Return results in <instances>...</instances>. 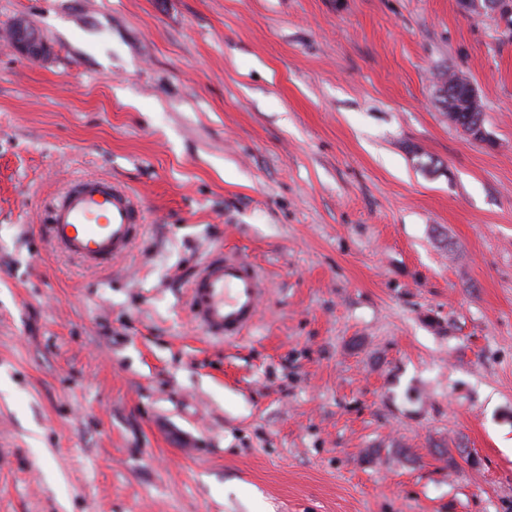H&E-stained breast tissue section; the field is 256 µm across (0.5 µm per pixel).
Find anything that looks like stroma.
<instances>
[{"label": "stroma", "mask_w": 512, "mask_h": 512, "mask_svg": "<svg viewBox=\"0 0 512 512\" xmlns=\"http://www.w3.org/2000/svg\"><path fill=\"white\" fill-rule=\"evenodd\" d=\"M19 18L49 59L9 48ZM445 69L488 141L441 110ZM77 176L146 208L111 266L41 229ZM218 247L269 282L234 342L188 309ZM0 512H512L496 21L459 0H0Z\"/></svg>", "instance_id": "1"}]
</instances>
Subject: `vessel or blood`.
Masks as SVG:
<instances>
[{
  "instance_id": "b4317fda",
  "label": "vessel or blood",
  "mask_w": 512,
  "mask_h": 512,
  "mask_svg": "<svg viewBox=\"0 0 512 512\" xmlns=\"http://www.w3.org/2000/svg\"><path fill=\"white\" fill-rule=\"evenodd\" d=\"M145 222L126 189L107 178L81 177L57 197L45 232L57 248L98 267L127 256ZM267 291L252 261L217 249L189 283L190 315L207 335L231 341L253 327Z\"/></svg>"
}]
</instances>
